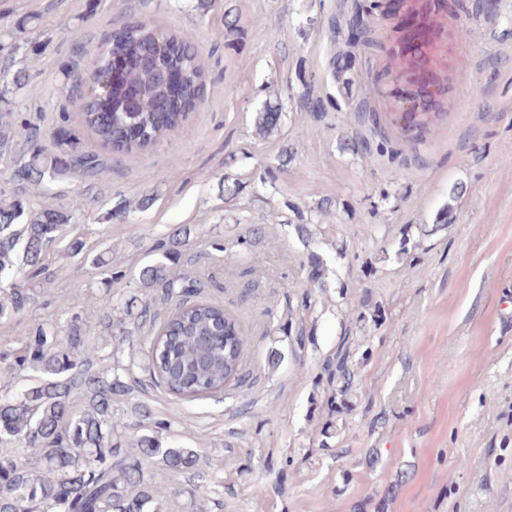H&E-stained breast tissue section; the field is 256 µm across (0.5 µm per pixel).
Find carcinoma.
I'll list each match as a JSON object with an SVG mask.
<instances>
[{"mask_svg":"<svg viewBox=\"0 0 512 512\" xmlns=\"http://www.w3.org/2000/svg\"><path fill=\"white\" fill-rule=\"evenodd\" d=\"M109 51L89 68L72 76V92L81 100L83 121L101 145L133 157L154 145L157 132L176 130L201 104L204 72L196 48L169 36V46L155 48V29L125 23L112 31ZM125 61L115 69L114 57ZM39 57L37 47L19 58L0 61V102L18 100ZM178 70L181 91L174 93L160 79L164 69ZM412 111L404 128L421 132L443 111L428 100L427 87L442 81L435 71L401 72ZM107 80L104 97L94 86ZM280 108L267 105L256 117L262 136L278 129ZM104 164L98 156L73 145L59 130L57 150L32 148L13 160L11 182L0 185V318H10L35 302V280L65 227L85 219L82 200L65 207H31L24 194L64 177L95 178ZM188 240L174 235L163 245L162 258L144 267V288H163L169 298L190 278L173 272ZM100 324L117 344L134 345L124 319L114 317L112 294L98 299ZM246 336L224 308L207 300L181 299L154 328L145 369L169 394L196 398L224 389L240 369ZM26 371L34 383L18 394L0 390V512H165L158 491L145 481L148 467L174 473L191 472L202 462L199 450L162 446L157 436H140L128 448L112 445V406L132 392L115 374L107 358L97 356L84 336L77 314L66 329L44 323L19 347L0 353V373ZM78 395L83 407L75 411Z\"/></svg>","mask_w":512,"mask_h":512,"instance_id":"1","label":"carcinoma"}]
</instances>
